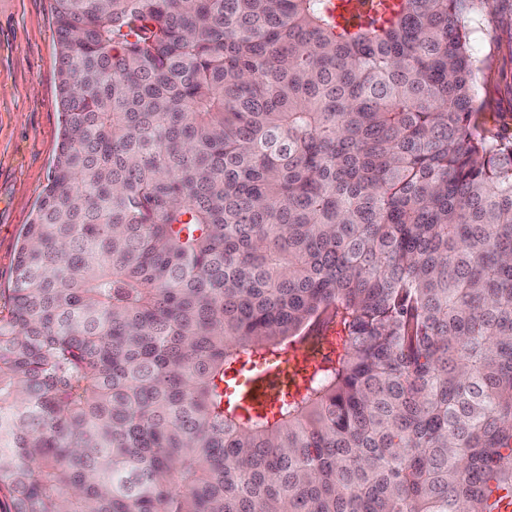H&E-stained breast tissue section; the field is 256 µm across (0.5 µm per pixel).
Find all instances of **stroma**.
Returning <instances> with one entry per match:
<instances>
[{
    "instance_id": "stroma-1",
    "label": "stroma",
    "mask_w": 512,
    "mask_h": 512,
    "mask_svg": "<svg viewBox=\"0 0 512 512\" xmlns=\"http://www.w3.org/2000/svg\"><path fill=\"white\" fill-rule=\"evenodd\" d=\"M53 0H0V312L11 307L20 233L58 153L61 112ZM481 133L512 137V21L471 22Z\"/></svg>"
}]
</instances>
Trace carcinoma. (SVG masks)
Returning a JSON list of instances; mask_svg holds the SVG:
<instances>
[{"instance_id":"obj_1","label":"carcinoma","mask_w":512,"mask_h":512,"mask_svg":"<svg viewBox=\"0 0 512 512\" xmlns=\"http://www.w3.org/2000/svg\"><path fill=\"white\" fill-rule=\"evenodd\" d=\"M63 132L0 318L11 512H492L512 493V0H53ZM334 325L277 411L224 378ZM465 21L473 31L474 53L483 60L475 78V123L481 133L508 139L512 136L511 22L498 15Z\"/></svg>"}]
</instances>
